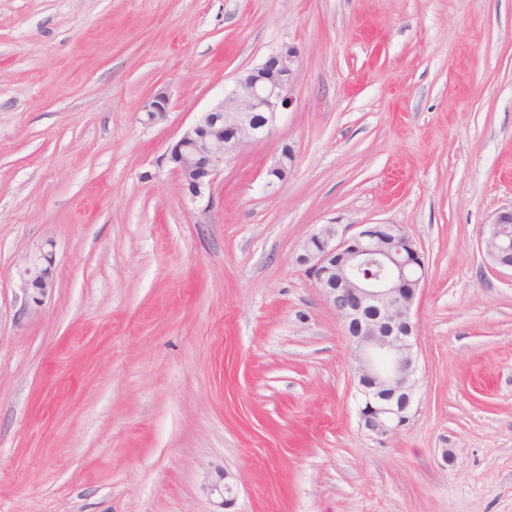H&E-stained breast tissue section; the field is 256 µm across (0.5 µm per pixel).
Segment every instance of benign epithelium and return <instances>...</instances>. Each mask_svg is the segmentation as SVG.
I'll use <instances>...</instances> for the list:
<instances>
[{
  "mask_svg": "<svg viewBox=\"0 0 512 512\" xmlns=\"http://www.w3.org/2000/svg\"><path fill=\"white\" fill-rule=\"evenodd\" d=\"M293 46L241 72L232 90L200 113L169 146L165 160L193 202L211 203L213 183L224 165L246 147L273 137L281 114L296 102ZM144 122L156 124L169 112V98L156 94L140 107ZM263 120H257V116ZM284 145L267 168L265 185L283 184L293 166ZM512 207L496 211L487 223L484 246L490 261L512 268ZM28 271L23 289L45 294L53 287L52 255ZM299 262L349 339L357 379L359 422L385 444L409 422L417 381V327L412 311L425 278L416 242L397 224H361L347 236L324 224L303 244Z\"/></svg>",
  "mask_w": 512,
  "mask_h": 512,
  "instance_id": "obj_1",
  "label": "benign epithelium"
}]
</instances>
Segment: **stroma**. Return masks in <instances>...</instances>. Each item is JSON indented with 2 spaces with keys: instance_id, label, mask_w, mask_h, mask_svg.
I'll return each mask as SVG.
<instances>
[{
  "instance_id": "35a3bbf8",
  "label": "stroma",
  "mask_w": 512,
  "mask_h": 512,
  "mask_svg": "<svg viewBox=\"0 0 512 512\" xmlns=\"http://www.w3.org/2000/svg\"><path fill=\"white\" fill-rule=\"evenodd\" d=\"M285 44L294 106L191 203L164 152ZM510 206L512 0H0V512H512ZM334 222L424 254L384 445L298 261ZM143 112V121L147 124H156L164 120L169 112V98L163 94H156L147 98L140 107ZM294 160L295 155L293 150L287 145L282 146L280 152L266 170V187L271 188L282 185L285 182L288 173L293 166ZM487 224L484 246L490 261L502 268H512V238L509 225L512 224V206L496 211ZM43 259L45 265L37 266L34 270L28 271V277L23 282L25 291L32 290L44 295L49 288L53 287L52 255L45 254Z\"/></svg>"
}]
</instances>
